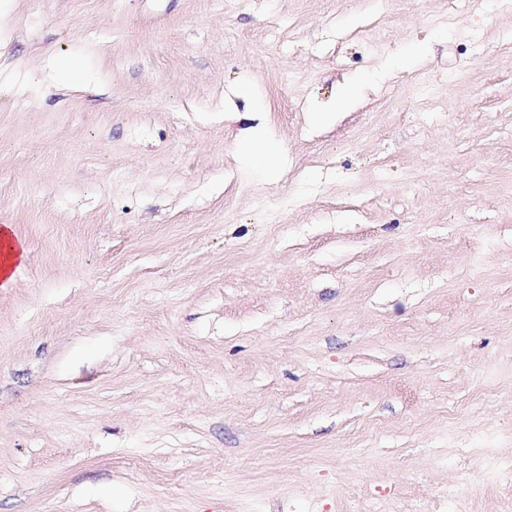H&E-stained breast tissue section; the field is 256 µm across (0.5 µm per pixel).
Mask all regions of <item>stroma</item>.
Segmentation results:
<instances>
[{
  "instance_id": "stroma-1",
  "label": "stroma",
  "mask_w": 512,
  "mask_h": 512,
  "mask_svg": "<svg viewBox=\"0 0 512 512\" xmlns=\"http://www.w3.org/2000/svg\"><path fill=\"white\" fill-rule=\"evenodd\" d=\"M0 9V512H512V10ZM0 258L3 278L0 288H6L25 258L23 242L13 235L11 227L7 224L0 228Z\"/></svg>"
}]
</instances>
